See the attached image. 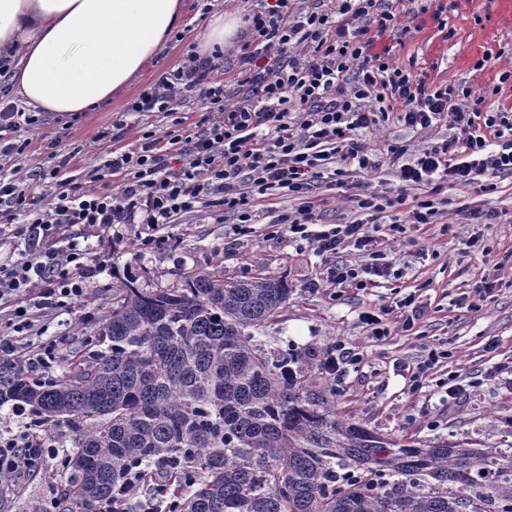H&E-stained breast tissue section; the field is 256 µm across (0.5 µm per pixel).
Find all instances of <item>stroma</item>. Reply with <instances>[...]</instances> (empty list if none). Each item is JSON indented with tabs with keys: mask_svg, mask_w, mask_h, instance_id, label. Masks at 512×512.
<instances>
[{
	"mask_svg": "<svg viewBox=\"0 0 512 512\" xmlns=\"http://www.w3.org/2000/svg\"><path fill=\"white\" fill-rule=\"evenodd\" d=\"M218 0H187L177 30L159 52L153 67L126 93L90 112L65 118L42 112L37 123L8 132L6 142L22 154L0 158V177L53 198V187L34 176L64 165L66 176L92 192L116 191L119 177L98 179L97 171L112 150L136 146L147 131L164 134L173 116L153 112L142 123L127 114L128 104L149 89L160 72L182 65L189 48L198 46ZM415 32L403 47L391 38L375 42L374 52L390 49L393 62L416 58L429 78L462 83L473 91L497 84L512 67V0H455L448 14L453 37L438 30L431 14L415 19ZM501 53L498 65L475 64L486 53ZM496 189L478 193L465 186L448 189V205L434 223L405 225L383 236L381 248L394 269L365 290L339 288L323 281L332 263L364 264L356 248L329 259L301 239L269 237L273 212H266L251 233L240 234L233 220L212 207L178 217L163 229L164 246L143 249L136 226L96 235L81 224L70 226L84 238L90 278L86 296L70 309L36 312L31 341L54 343L49 378L60 377L86 349L85 334L101 324L118 286L112 273L131 269L144 288L179 285L183 272L202 270L247 279L263 272L283 275L291 294L279 317L266 323L256 338L268 355L288 349L296 356L312 393L330 394L339 414L353 415L369 429L396 439L432 442L464 439L482 448L512 444V175L498 174ZM492 291L479 295L482 279ZM414 294L422 312L412 329L400 319L388 322V335L376 337L363 323L364 313L394 306ZM340 342L355 360L329 375L321 361ZM439 354L438 364L420 389L408 382L410 368ZM464 388L449 400V378ZM55 448L21 486L0 491V512H47L50 499L67 479L60 458L75 449L71 425L59 421L36 428Z\"/></svg>",
	"mask_w": 512,
	"mask_h": 512,
	"instance_id": "stroma-1",
	"label": "stroma"
}]
</instances>
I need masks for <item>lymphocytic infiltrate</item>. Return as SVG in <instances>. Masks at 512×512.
Masks as SVG:
<instances>
[{
  "mask_svg": "<svg viewBox=\"0 0 512 512\" xmlns=\"http://www.w3.org/2000/svg\"><path fill=\"white\" fill-rule=\"evenodd\" d=\"M251 40L238 56V80L227 88L214 77L210 58L188 55L164 72L130 106L131 111L175 113L187 97L208 112L199 135L172 129L164 137L145 132L136 150L113 152L103 167L120 176L117 192L85 193L48 176L57 192L43 206L14 183H0V237L23 239L14 261L0 262V306L8 307L12 337H0V360L45 375L43 350L20 341L32 326L33 306L65 307L87 293V252L68 232L84 224L104 232L118 224H137L142 246L159 247V226L207 205L249 231L259 216L257 202L278 195L296 201L294 211L277 215L279 231L315 245L323 255L353 246L374 257L379 242L369 230L380 214L394 211L391 230L404 224H429L447 204L449 186L490 192V178L512 174V107L491 108L484 95L448 83L427 81L415 64L396 65L375 53L382 36L403 41L409 27L390 0H323L300 7L296 0H264L248 18ZM426 130L442 121L453 129L448 139L408 150L389 144L385 153L363 140L388 120ZM394 167L403 193L385 199L368 191L352 173ZM349 189V199L368 211L367 220L322 228L311 197L320 186ZM416 189L408 197V189ZM27 212L24 224L13 212ZM56 242V251L43 249ZM45 452L43 439L22 430L0 433V484L12 485L30 474Z\"/></svg>",
  "mask_w": 512,
  "mask_h": 512,
  "instance_id": "f902f5d3",
  "label": "lymphocytic infiltrate"
}]
</instances>
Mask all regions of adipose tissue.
<instances>
[{"label": "adipose tissue", "instance_id": "obj_1", "mask_svg": "<svg viewBox=\"0 0 512 512\" xmlns=\"http://www.w3.org/2000/svg\"><path fill=\"white\" fill-rule=\"evenodd\" d=\"M184 0H0V58L21 100L67 117L128 91L179 26ZM239 11L208 21L199 53L235 45Z\"/></svg>", "mask_w": 512, "mask_h": 512}]
</instances>
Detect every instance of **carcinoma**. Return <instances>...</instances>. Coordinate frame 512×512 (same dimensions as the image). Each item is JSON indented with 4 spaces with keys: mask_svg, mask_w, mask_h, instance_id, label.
<instances>
[{
    "mask_svg": "<svg viewBox=\"0 0 512 512\" xmlns=\"http://www.w3.org/2000/svg\"><path fill=\"white\" fill-rule=\"evenodd\" d=\"M290 293L281 275L131 280L62 378L0 364V406L75 424L53 512H122L131 475L151 512H512V445L378 434L308 392L292 355L270 360L253 331Z\"/></svg>",
    "mask_w": 512,
    "mask_h": 512,
    "instance_id": "1",
    "label": "carcinoma"
}]
</instances>
